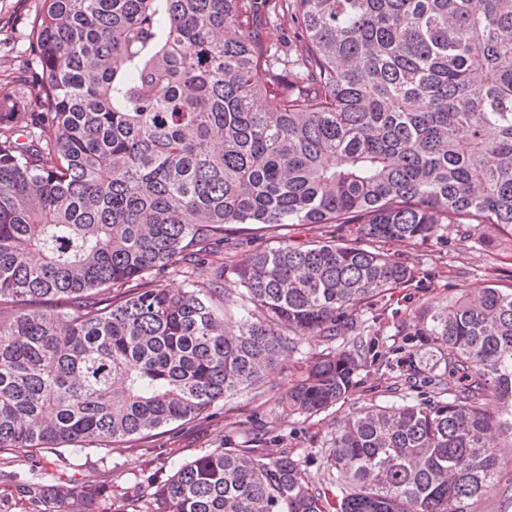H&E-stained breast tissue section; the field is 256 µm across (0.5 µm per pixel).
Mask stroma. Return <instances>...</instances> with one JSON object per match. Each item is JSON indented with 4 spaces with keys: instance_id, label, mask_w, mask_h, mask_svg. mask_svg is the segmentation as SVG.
Wrapping results in <instances>:
<instances>
[{
    "instance_id": "stroma-1",
    "label": "stroma",
    "mask_w": 512,
    "mask_h": 512,
    "mask_svg": "<svg viewBox=\"0 0 512 512\" xmlns=\"http://www.w3.org/2000/svg\"><path fill=\"white\" fill-rule=\"evenodd\" d=\"M42 0H0V95L21 101L25 111H36L34 88L41 74L32 26ZM324 233L319 224H292L277 229L251 226L237 236V246L225 250L224 263L232 265L247 254L299 245ZM493 227L463 238L456 225L447 224L437 236L416 244H392L395 259L412 267L414 278L393 290L380 305L364 306L363 318L372 322L369 338L391 340L400 329L413 326L415 311L422 306L443 305L462 288H479L491 281L512 282V258ZM286 359L256 387L227 397L215 409L189 423H175L148 440H128L106 450L75 444L64 448L78 479L110 482L131 487L139 482H161L171 466L191 460L214 448H268L288 450L305 458L313 485L327 478L323 453L330 446L337 420L353 409L374 402L397 401L391 379L375 372H360L356 388L344 403L311 420L282 414L278 402L285 395L295 369ZM48 453L28 457L0 455V512H24L14 485L18 477H32L48 468Z\"/></svg>"
}]
</instances>
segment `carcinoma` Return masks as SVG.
Listing matches in <instances>:
<instances>
[{
    "instance_id": "cac0c4a2",
    "label": "carcinoma",
    "mask_w": 512,
    "mask_h": 512,
    "mask_svg": "<svg viewBox=\"0 0 512 512\" xmlns=\"http://www.w3.org/2000/svg\"><path fill=\"white\" fill-rule=\"evenodd\" d=\"M34 35L26 135L0 96V453L149 438L299 354L290 417L368 368L437 395L339 419L319 487L286 450L214 448L113 512H470L512 449V283L392 346L358 314L413 279L371 242L512 239V0H43ZM231 224L327 235L227 289L196 271L224 281ZM51 465L16 484L27 512H107L112 485Z\"/></svg>"
}]
</instances>
